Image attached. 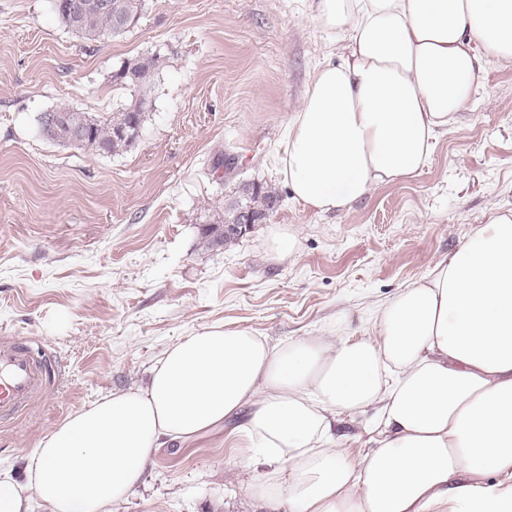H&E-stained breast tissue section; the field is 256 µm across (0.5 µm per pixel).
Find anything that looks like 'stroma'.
<instances>
[{"mask_svg":"<svg viewBox=\"0 0 512 512\" xmlns=\"http://www.w3.org/2000/svg\"><path fill=\"white\" fill-rule=\"evenodd\" d=\"M151 54L163 63L131 146L100 155L40 134L38 114L58 105L116 111L130 93L113 72ZM339 54L311 0H145L134 28L97 42L52 0H0V337L42 341L64 371L0 423V470L23 476L46 432L146 387L164 351L205 327L243 325L277 345L332 335L348 311L373 335V308L512 210V65L495 62L417 174L341 213L298 202L279 173L288 121ZM248 182L275 188L273 211L208 245L203 228L245 201ZM271 224L297 236L282 263L262 247ZM233 428L160 448L112 512H287L249 496Z\"/></svg>","mask_w":512,"mask_h":512,"instance_id":"1","label":"stroma"}]
</instances>
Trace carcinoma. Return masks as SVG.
<instances>
[{"label": "carcinoma", "instance_id": "1", "mask_svg": "<svg viewBox=\"0 0 512 512\" xmlns=\"http://www.w3.org/2000/svg\"><path fill=\"white\" fill-rule=\"evenodd\" d=\"M104 0H67L66 7L57 11L61 22L87 41H98L104 36L117 37L130 31L139 21L144 0H112L110 10L103 8ZM160 57H137L124 61L112 74V82L131 92L132 100L103 120H95L90 128L85 147L100 154H114L131 146L135 137L124 132L132 127H143L149 109L148 92ZM90 115L69 107L44 112L38 119L39 131L46 139L59 144L70 143L69 135L80 133L88 124ZM254 203L252 213L266 215L273 209L279 196L275 189L254 183L245 187ZM243 206L234 204L224 210V220L205 229L206 241L211 246H222L238 236L237 227Z\"/></svg>", "mask_w": 512, "mask_h": 512}]
</instances>
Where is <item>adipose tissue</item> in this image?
Returning a JSON list of instances; mask_svg holds the SVG:
<instances>
[{"mask_svg":"<svg viewBox=\"0 0 512 512\" xmlns=\"http://www.w3.org/2000/svg\"><path fill=\"white\" fill-rule=\"evenodd\" d=\"M344 44L288 122L279 159L296 199L345 211L417 174L471 102L484 63L512 64V0H315ZM328 343L278 345L215 325L170 345L149 388L105 396L46 433L26 478L0 470V512H112L167 440L239 418L250 495L288 512H512V211ZM360 418L359 460L335 445Z\"/></svg>","mask_w":512,"mask_h":512,"instance_id":"ef3b65f1","label":"adipose tissue"}]
</instances>
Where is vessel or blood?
Segmentation results:
<instances>
[{
    "instance_id": "b4317fda",
    "label": "vessel or blood",
    "mask_w": 512,
    "mask_h": 512,
    "mask_svg": "<svg viewBox=\"0 0 512 512\" xmlns=\"http://www.w3.org/2000/svg\"><path fill=\"white\" fill-rule=\"evenodd\" d=\"M59 375L57 362L46 357L42 345L29 340L1 341L0 421L19 416Z\"/></svg>"
}]
</instances>
